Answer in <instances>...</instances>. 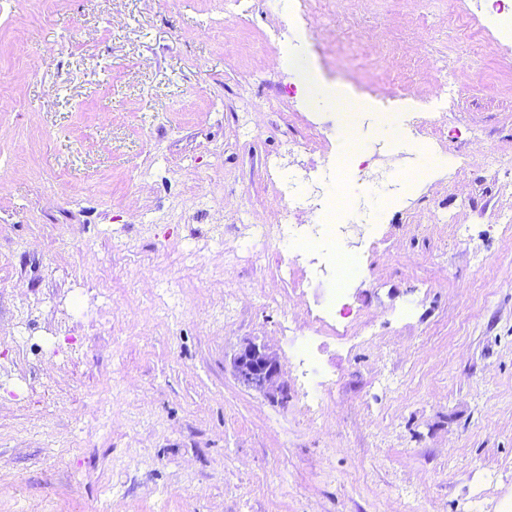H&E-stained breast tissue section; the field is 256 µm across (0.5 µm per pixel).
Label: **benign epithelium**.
<instances>
[{
	"label": "benign epithelium",
	"instance_id": "1",
	"mask_svg": "<svg viewBox=\"0 0 512 512\" xmlns=\"http://www.w3.org/2000/svg\"><path fill=\"white\" fill-rule=\"evenodd\" d=\"M234 373L243 385L263 394L273 403L288 402V384L281 381L282 366L275 352L264 344L248 342L234 356Z\"/></svg>",
	"mask_w": 512,
	"mask_h": 512
}]
</instances>
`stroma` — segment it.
<instances>
[{
	"instance_id": "stroma-1",
	"label": "stroma",
	"mask_w": 512,
	"mask_h": 512,
	"mask_svg": "<svg viewBox=\"0 0 512 512\" xmlns=\"http://www.w3.org/2000/svg\"><path fill=\"white\" fill-rule=\"evenodd\" d=\"M222 2L0 0V512H497L512 500V50L464 51L448 0H360L368 44L308 53L313 90L293 104L263 39L270 0L204 30ZM448 68L462 94L446 152L467 170L379 210L392 233L350 282L363 328L324 339L336 385L309 419L280 324L305 334L328 283L285 292L271 244L251 240L245 269L213 229L275 223L264 161L312 167L286 151L303 113L343 151L315 90L405 70L430 94ZM20 321L69 329L78 359L12 354ZM249 340L278 354L287 406L234 376Z\"/></svg>"
}]
</instances>
